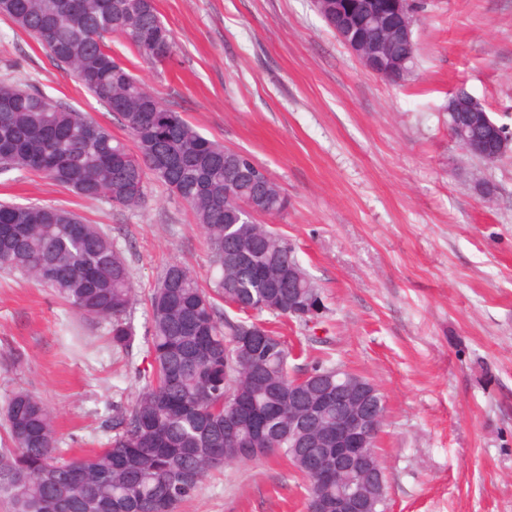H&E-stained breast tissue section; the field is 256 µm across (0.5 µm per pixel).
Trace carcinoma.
I'll list each match as a JSON object with an SVG mask.
<instances>
[{
	"instance_id": "obj_1",
	"label": "carcinoma",
	"mask_w": 512,
	"mask_h": 512,
	"mask_svg": "<svg viewBox=\"0 0 512 512\" xmlns=\"http://www.w3.org/2000/svg\"><path fill=\"white\" fill-rule=\"evenodd\" d=\"M0 15L36 38L54 59L74 66L82 85L117 115L134 147L91 117L38 91L0 81V170L40 172L89 200L141 206L153 175L192 209L213 252L209 287L179 262L138 298L112 235L73 213L38 203L0 204V272L50 289L72 312L110 325L112 347L129 351L135 305L147 315L141 389L112 406L107 442L65 459L54 411L19 390L7 402L0 443V501L9 512H176L207 474L252 448L280 456L308 478V499L332 501L336 475L316 478L305 457L332 461L317 444L288 440V387L307 376L305 402L336 384V367L315 363L292 375L291 350L268 313L300 326L288 312L301 298L323 299L288 239L246 214L282 217L288 197L272 183L261 198L244 174L252 158L203 136L146 91L106 36H119L143 64L163 67L175 41L154 0H0ZM397 56L412 47L374 29ZM232 418V428L224 419Z\"/></svg>"
}]
</instances>
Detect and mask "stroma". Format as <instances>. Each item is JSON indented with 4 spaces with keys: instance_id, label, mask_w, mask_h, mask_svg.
Instances as JSON below:
<instances>
[{
    "instance_id": "35a3bbf8",
    "label": "stroma",
    "mask_w": 512,
    "mask_h": 512,
    "mask_svg": "<svg viewBox=\"0 0 512 512\" xmlns=\"http://www.w3.org/2000/svg\"><path fill=\"white\" fill-rule=\"evenodd\" d=\"M176 42L165 69L134 75L207 138L249 151L288 197L273 225L322 289L291 367L316 361L386 399L378 446L387 512H512V151L486 164L448 132L465 87L512 132V0H427L405 82L366 70L313 0H156ZM20 83L124 136L33 37L0 16V81ZM489 186L483 195L480 185ZM73 211L117 238L136 289L179 261L200 282L212 254L190 208L156 179L115 209L44 175L0 173V202ZM108 324L0 273V410L15 390L55 411L64 454L97 447L106 404L131 400L143 352L113 350ZM22 359H15V352ZM177 512H307L304 479L263 458L212 472Z\"/></svg>"
}]
</instances>
